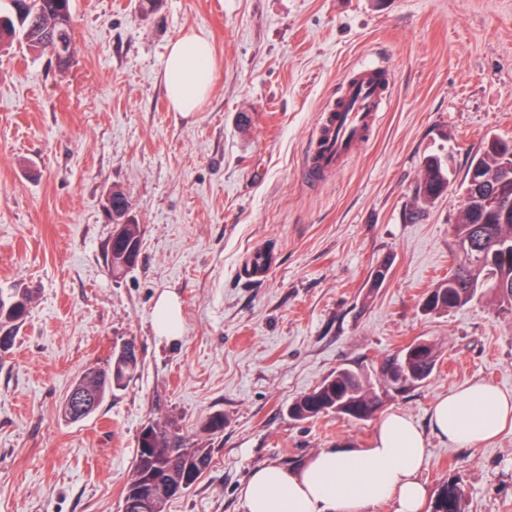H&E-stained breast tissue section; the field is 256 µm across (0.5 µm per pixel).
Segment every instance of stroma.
Returning <instances> with one entry per match:
<instances>
[{"label": "stroma", "instance_id": "35a3bbf8", "mask_svg": "<svg viewBox=\"0 0 512 512\" xmlns=\"http://www.w3.org/2000/svg\"><path fill=\"white\" fill-rule=\"evenodd\" d=\"M75 53L0 51V289L28 317L0 357V512H121L141 430L195 435L224 416L212 465L168 512H244L250 472L367 447L377 419L297 421L288 405L342 367L367 371L416 339L440 361L388 392L426 432L422 478L465 491L462 512H512V428L474 448L430 431L433 403L483 380L512 393V311L491 296L423 314L452 267L460 186L487 136L512 138V0H73ZM208 33L216 65L199 111H173L170 43ZM392 72L370 139L321 184L301 175L345 76ZM447 151V194L417 205L424 156ZM143 229L112 277L113 190ZM272 252L268 277L245 263ZM389 264L380 287L371 274ZM182 302L173 343L153 330L164 291ZM140 369L91 416L59 406L126 340Z\"/></svg>", "mask_w": 512, "mask_h": 512}]
</instances>
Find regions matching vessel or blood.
<instances>
[{
    "label": "vessel or blood",
    "mask_w": 512,
    "mask_h": 512,
    "mask_svg": "<svg viewBox=\"0 0 512 512\" xmlns=\"http://www.w3.org/2000/svg\"><path fill=\"white\" fill-rule=\"evenodd\" d=\"M391 74L379 66L348 73L340 97L321 114L303 176L311 183L339 171L345 160L367 140L388 99Z\"/></svg>",
    "instance_id": "obj_1"
}]
</instances>
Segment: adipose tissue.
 Returning a JSON list of instances; mask_svg holds the SVG:
<instances>
[{
    "mask_svg": "<svg viewBox=\"0 0 512 512\" xmlns=\"http://www.w3.org/2000/svg\"><path fill=\"white\" fill-rule=\"evenodd\" d=\"M212 45L202 31L174 41L163 81L171 108L197 111L213 82ZM157 336L177 341L182 303L171 291L155 301ZM512 422V395L485 382L464 384L440 398L431 427L455 448H473L497 437ZM426 442L403 412L384 415L369 447L342 446L312 455L298 469L278 464L255 468L240 488L245 512H371L382 503L393 512H423L428 490L420 479Z\"/></svg>",
    "mask_w": 512,
    "mask_h": 512,
    "instance_id": "obj_1",
    "label": "adipose tissue"
}]
</instances>
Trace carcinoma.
<instances>
[{
    "label": "carcinoma",
    "mask_w": 512,
    "mask_h": 512,
    "mask_svg": "<svg viewBox=\"0 0 512 512\" xmlns=\"http://www.w3.org/2000/svg\"><path fill=\"white\" fill-rule=\"evenodd\" d=\"M10 11L0 14V42L18 40L31 53L40 56L49 54L55 40L65 44L67 55L55 58L59 69H65L74 53V16L72 0H9ZM448 155L431 154L421 163V175L415 195L423 204L435 202L448 191ZM480 165L490 173L505 172L512 177V161L497 147H482L475 155ZM112 223L122 225L127 244L134 248L131 265H136L142 244V229L139 224L125 221L128 201L120 190L112 192ZM455 249L470 246L486 259H472L458 263L448 278L443 279L425 293L421 309L427 313H437L461 308L472 302L480 294H495L500 304L512 306V253L497 255L494 260L488 256L497 249V244L512 241L511 224H469L458 218L452 225ZM124 250L105 244L103 257L108 271L118 278L128 271L124 266ZM17 293L8 296L0 291V356L9 353L15 342V333L24 323L28 308H12L10 303ZM419 353L409 356L410 346L384 361L380 374L386 390L393 389L389 378L393 374L405 375L400 390L420 386L434 374L438 365V352L435 344L428 340L417 341ZM115 349L109 360L102 366H91L83 372L74 387L93 393L97 404H102L118 390L124 389L137 373L138 355L131 350L130 355L120 359ZM345 403L365 415L357 416L347 411L339 412L353 421L369 420L380 404L381 396L370 386L368 375L351 368H341L326 376L310 391L294 399L288 405V414L297 421L317 418L323 414L336 413V404ZM224 432V414L214 413L206 417L199 426L196 438L189 439L172 432L167 426L153 425L152 438L138 444L133 471L123 496V503L129 506L127 512H166L169 499L153 505L144 501L139 492L140 482L148 479L166 486H181L187 476L200 479L210 467L212 448L210 441ZM463 488L458 493H448L443 486L431 502V512H461Z\"/></svg>",
    "instance_id": "obj_1"
}]
</instances>
